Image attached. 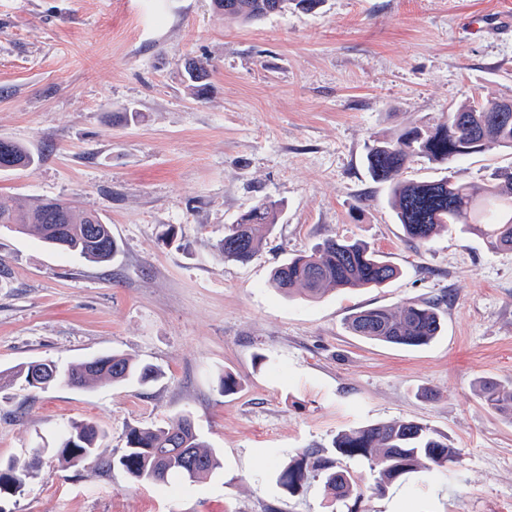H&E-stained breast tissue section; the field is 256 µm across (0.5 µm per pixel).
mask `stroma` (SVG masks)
<instances>
[{"instance_id": "1", "label": "stroma", "mask_w": 512, "mask_h": 512, "mask_svg": "<svg viewBox=\"0 0 512 512\" xmlns=\"http://www.w3.org/2000/svg\"><path fill=\"white\" fill-rule=\"evenodd\" d=\"M187 57L209 71L203 98ZM508 95L512 0H323L250 24L211 0H0V137L41 157L0 173V200H74L120 247L94 263L0 228V370L114 352L162 372L0 391L2 461L52 447L73 421L105 433L103 466L43 456L0 512H332L321 480L291 496L277 472L339 431L398 420L426 424L460 462L409 474L364 512H512V418L480 395L486 381L512 387V251L456 228L416 245L365 165L375 136ZM509 165L489 148L449 168L417 159L404 176L479 181ZM263 200L281 213L259 253L221 259L225 228ZM331 237L367 243L400 276L316 299L269 287L276 265ZM411 300L438 307L429 345L345 325ZM181 414L216 449L213 474L164 490L107 467L130 428Z\"/></svg>"}]
</instances>
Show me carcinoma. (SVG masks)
<instances>
[{
  "instance_id": "obj_1",
  "label": "carcinoma",
  "mask_w": 512,
  "mask_h": 512,
  "mask_svg": "<svg viewBox=\"0 0 512 512\" xmlns=\"http://www.w3.org/2000/svg\"><path fill=\"white\" fill-rule=\"evenodd\" d=\"M217 14L244 23L269 14L270 4L280 11L290 7L313 10L320 0H212ZM184 71L190 87L205 86L209 73L203 63L188 59ZM504 99L488 104L464 100L448 109L442 121L412 126L395 137H376L367 145V170L373 181L386 186L388 205L402 224L407 237L419 244L443 230L460 226L477 232L488 250H512V166L500 168L483 182H466L453 177L436 180H404L401 174L412 158L450 165L490 146L512 152V115L501 118ZM38 158L24 144L9 140L0 148V171L22 164L28 168ZM279 207L262 201L237 223L230 225L218 253L224 260L249 262L260 250L266 233L278 223ZM95 213L81 210L62 199H37L28 204L0 202V226L34 237L55 248L78 254L95 263L111 261L119 246L108 224L91 233ZM399 275V269L361 241L330 238L308 253L296 255L275 267L270 285L288 294L317 298L328 288L350 290L381 288ZM355 336L369 341L420 347L430 343L441 329V317L430 302L410 301L393 312L371 308L346 320ZM45 376L31 379L33 363L16 371H0V390L22 377L33 388L45 389L64 383L73 389L93 384H149L159 377L150 364L133 361L124 354H105L62 369L44 361ZM484 403L512 417V387L486 381L481 386ZM103 434L92 422L70 423L54 448L57 460L68 467H90L98 460ZM332 456L308 450L288 463L277 482L290 495L311 478L319 477L332 491L334 500L357 505L366 494H382L389 485L420 469L433 470L459 463V453L421 422L399 420L343 430L331 445ZM367 464L373 482L340 466V459ZM40 464L39 456L28 461L0 463V498L24 493ZM112 465L123 469L140 483L167 488L171 479L192 484L220 467L216 451L201 439L192 419L180 415L162 427L132 428L126 448Z\"/></svg>"
}]
</instances>
